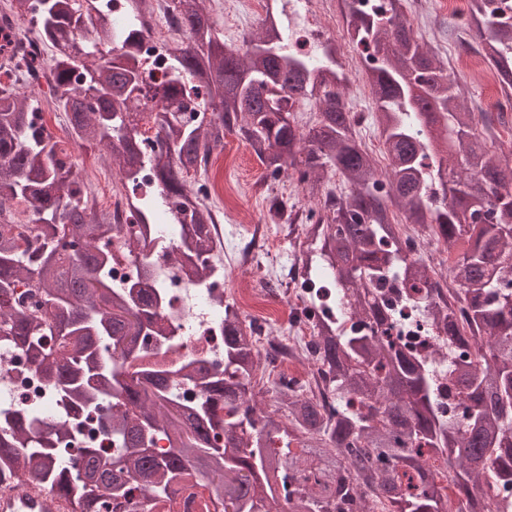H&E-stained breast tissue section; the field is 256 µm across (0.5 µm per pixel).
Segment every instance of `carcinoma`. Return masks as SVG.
Returning a JSON list of instances; mask_svg holds the SVG:
<instances>
[{
  "label": "carcinoma",
  "mask_w": 512,
  "mask_h": 512,
  "mask_svg": "<svg viewBox=\"0 0 512 512\" xmlns=\"http://www.w3.org/2000/svg\"><path fill=\"white\" fill-rule=\"evenodd\" d=\"M17 0L52 48L46 81L65 112L74 141L103 147L122 187L151 166L157 195L130 204L127 245L135 251L151 231L149 215L164 205L182 229L172 260L186 276L212 274L213 212L205 203L208 157L236 132L267 176L289 172L320 211L269 197L268 219L288 228L310 225L323 237L292 244L314 291L308 314L318 339L313 360L331 402L301 389L263 383L262 355L235 305L224 302V372L211 378L193 362L167 367L139 352L140 336L167 328L157 313L162 292L146 279L112 283V225L107 212L58 149L40 101L0 72V345L20 348L67 404L50 428L38 409L0 408V472L35 480L68 499L70 512H107L111 500L147 491L176 512L183 493L203 482L218 512H458L495 507L473 489L512 486V159L496 155L503 112H481L462 100L455 71L419 42L401 0H348V41L365 62L372 119L382 156L361 142L359 119L339 70L340 47L326 41L312 58L290 49L272 14L242 46H226L206 0H172L179 22L166 80L151 83L138 48L146 29L138 16L149 0H126L130 22L119 33L104 3L49 0L34 13ZM485 25L477 54L512 100V0H468ZM99 45L105 59L89 67L77 45ZM153 100L169 119L157 124L148 155L141 149L139 109ZM317 119L299 126L302 106ZM338 179L344 188H329ZM41 246L23 249L27 224ZM417 224L437 243L462 252L448 267L444 293L431 260L412 254L399 225ZM320 256L325 265L315 264ZM33 286L41 313L29 312L17 289ZM409 303L440 329L433 350L454 351L448 386L458 412L443 415L430 357L406 352L391 334ZM356 322L346 328L345 319ZM50 336L53 344L42 342ZM198 385L188 404L178 386ZM272 394L267 413L260 397ZM97 420L113 452H81L84 472L56 462L70 416ZM169 451L159 455L155 436Z\"/></svg>",
  "instance_id": "carcinoma-1"
}]
</instances>
